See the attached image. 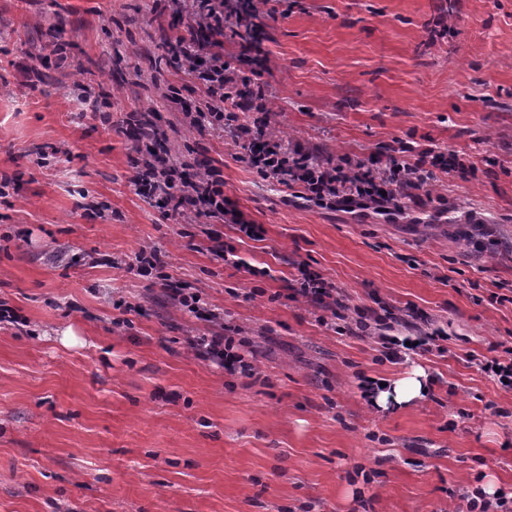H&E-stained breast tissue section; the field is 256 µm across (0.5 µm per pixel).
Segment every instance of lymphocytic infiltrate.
Returning a JSON list of instances; mask_svg holds the SVG:
<instances>
[{
    "instance_id": "lymphocytic-infiltrate-1",
    "label": "lymphocytic infiltrate",
    "mask_w": 512,
    "mask_h": 512,
    "mask_svg": "<svg viewBox=\"0 0 512 512\" xmlns=\"http://www.w3.org/2000/svg\"><path fill=\"white\" fill-rule=\"evenodd\" d=\"M172 4L188 26L187 34L175 38L172 49L201 92L197 105L181 107L187 122L229 131L243 160L263 180L286 187L301 185L307 196L322 204L338 202L351 209L391 212L402 208L403 189L423 187L434 167L444 165L461 175L470 174V166L462 159L446 156L435 147L421 150L417 159L411 160L405 155V146L400 145L391 149L384 165L360 162L351 166L343 161L322 162L289 147L284 140L266 137L269 89L251 86L233 63L234 58L249 56L255 64L264 65V51L254 38L261 21L247 12L242 0H172ZM203 31L215 34V41L200 39ZM135 190L154 200L165 216L204 215L222 224L237 225L247 237L259 234L258 227L225 196L224 178L218 169L197 176L188 172L185 164L151 151ZM299 273L294 296L333 313L342 308L335 286L307 267H300ZM244 345V339L217 333L190 341L192 350L203 360L228 374L250 376L254 369L241 352Z\"/></svg>"
}]
</instances>
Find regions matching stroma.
<instances>
[{"mask_svg": "<svg viewBox=\"0 0 512 512\" xmlns=\"http://www.w3.org/2000/svg\"><path fill=\"white\" fill-rule=\"evenodd\" d=\"M263 11L280 106L269 120L288 141L365 162L398 140L434 144L473 176L436 172L401 213L320 206L169 102L199 92L167 45L187 30L167 0H0V301L20 317L0 323V512H452L481 485L512 497V390L476 365L512 338V0ZM78 83L110 101V121L75 111ZM130 112L188 167H219L262 237L163 218L137 195ZM57 148L68 162H53ZM452 224L492 232L464 250ZM216 237L266 277L216 259ZM150 247L221 320L128 273ZM302 264L349 308L416 305L443 350L395 364L375 339L321 323L285 295ZM227 326L246 337L254 377L187 344ZM69 327L79 345L61 343ZM417 368L423 397L387 410L364 398L362 381Z\"/></svg>", "mask_w": 512, "mask_h": 512, "instance_id": "35a3bbf8", "label": "stroma"}]
</instances>
